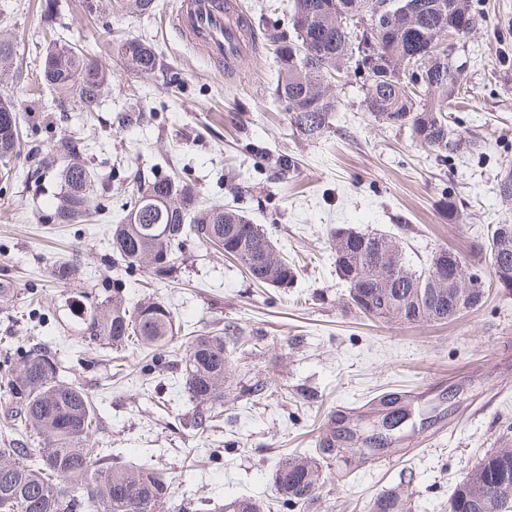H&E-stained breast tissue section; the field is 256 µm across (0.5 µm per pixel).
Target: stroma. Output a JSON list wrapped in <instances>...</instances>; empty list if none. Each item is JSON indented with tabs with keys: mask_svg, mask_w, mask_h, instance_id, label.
Here are the masks:
<instances>
[{
	"mask_svg": "<svg viewBox=\"0 0 512 512\" xmlns=\"http://www.w3.org/2000/svg\"><path fill=\"white\" fill-rule=\"evenodd\" d=\"M41 2L0 0V38L16 45L0 73V97L15 103L26 147L48 152L70 135L88 141L86 160L105 180L108 207L90 224H46L55 176L28 179L21 157L0 181V284L8 286L0 294V381L26 337H42L64 380L78 382L97 406L96 447H111L115 461L164 470L173 497L201 501L204 512L239 496L287 512L273 485L278 462L314 454L319 434L347 421L368 432L372 401L398 394L413 417L392 450L354 461L342 481L340 461H324L307 512H369L408 474L411 512H448L463 466L512 446V295L491 288L481 307L444 324L379 323L348 309L329 239L341 225L388 232L412 268L448 248L472 255L475 272L489 279L477 248L492 225L512 224V206L490 190L502 163H512V0H472L482 20L458 50L468 61L467 92L454 118L476 146L446 160L408 131L375 122L353 79L338 92L330 133L303 141L275 94L267 40L235 68L217 66L173 29L181 0H157L149 14L134 0H112L111 10L95 14L83 0H54L49 16ZM49 26L111 65L112 89L96 112L54 103L48 91L33 97ZM133 38L155 47L153 75L127 70L119 48ZM121 150L146 174H178L206 204L247 212L295 266L293 283L255 284L236 260L197 241L168 278L115 262L110 228L123 216L125 175L112 166ZM278 158L296 161L288 178L278 177ZM448 193L460 201L456 223L440 205ZM71 259L70 281L56 282L52 265ZM116 279L129 303L151 296L200 332L228 325L241 332L223 415L208 427L193 421L180 346L156 363L134 349L84 341L79 300ZM262 382L271 390L260 396L254 388Z\"/></svg>",
	"mask_w": 512,
	"mask_h": 512,
	"instance_id": "35a3bbf8",
	"label": "stroma"
}]
</instances>
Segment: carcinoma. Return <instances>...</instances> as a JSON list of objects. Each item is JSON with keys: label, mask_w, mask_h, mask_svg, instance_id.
I'll list each match as a JSON object with an SVG mask.
<instances>
[{"label": "carcinoma", "mask_w": 512, "mask_h": 512, "mask_svg": "<svg viewBox=\"0 0 512 512\" xmlns=\"http://www.w3.org/2000/svg\"><path fill=\"white\" fill-rule=\"evenodd\" d=\"M386 5L387 27L365 34L369 10ZM294 36L273 34L270 47L279 60L275 92L288 109L290 125L307 142L321 140L331 128L340 104L336 75H361L358 58L365 51L385 60L390 74L362 75L365 111L387 127L406 129L421 147L439 158L458 155L475 142L450 125L452 103L461 95L464 75L436 68V62L416 69L421 79L417 94L395 80V71L420 50L436 54L440 38L459 26L474 29L479 17L470 0H291ZM124 62L134 72L149 75L157 63L154 48L128 39L121 46ZM41 85L56 101H73L94 112L112 83V70L89 59L81 50L53 39L42 62ZM0 177L9 176L20 156V122L14 105L0 99ZM37 160L30 177L39 182L55 171L60 178L59 201L48 220L81 224L92 200L102 194L103 181L84 159L85 142L69 137L59 153L31 151ZM492 193L512 204V166L494 179ZM124 216L112 225V254L128 266L146 264L156 275L175 268L177 254L191 239L210 244L237 259L259 284L286 288L296 276L276 244L244 211L200 202L194 186L167 175H137L122 204ZM354 229L338 227L331 234L336 275L348 288V308L387 323L419 325L446 323L483 303L485 283L472 272L470 256L456 253L445 284L434 283L448 250L440 249L427 267L413 271L399 240L387 233H359L363 250L349 244ZM479 252L488 256L493 279L512 274V224H495ZM466 285L458 290L455 282ZM120 280L112 294L96 292L85 302V331L92 343L115 348L134 345L161 353L183 334L188 337L182 364L183 383L196 402L198 425L224 412V383L231 354L241 332L225 330L196 334L177 323L159 300L147 299L134 309L126 306ZM0 384V412L7 425L37 442L38 460L25 448H0V512H74L76 501L61 483L82 482L88 512H198L195 505L172 501L166 472L136 463H114L112 454L88 444L98 430L92 397L74 381L62 378V366L34 336L24 355L8 369ZM373 436L360 438L350 428L330 431L319 439L316 455H291L277 465L274 483L283 506L291 512L317 497L321 461L363 459L386 452L375 448ZM263 504L240 496L224 504V512H263ZM371 512H410L408 496L395 488L379 495ZM448 512H512V448H494L472 467H466L448 500Z\"/></svg>", "instance_id": "cac0c4a2"}]
</instances>
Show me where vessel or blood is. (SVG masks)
I'll return each mask as SVG.
<instances>
[{"instance_id": "vessel-or-blood-1", "label": "vessel or blood", "mask_w": 512, "mask_h": 512, "mask_svg": "<svg viewBox=\"0 0 512 512\" xmlns=\"http://www.w3.org/2000/svg\"><path fill=\"white\" fill-rule=\"evenodd\" d=\"M244 18L224 0H182L172 23L182 37L212 60L234 66L245 59L250 45L241 28Z\"/></svg>"}]
</instances>
